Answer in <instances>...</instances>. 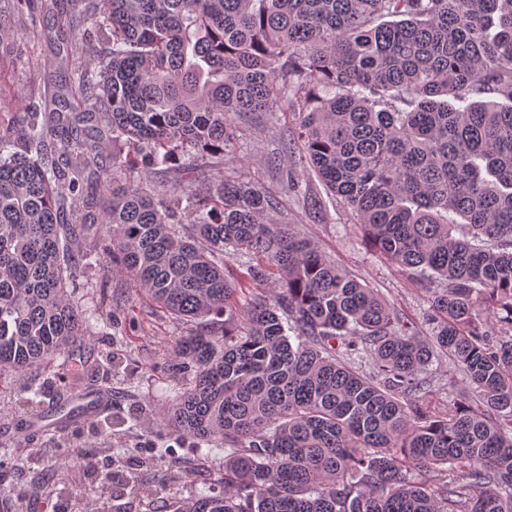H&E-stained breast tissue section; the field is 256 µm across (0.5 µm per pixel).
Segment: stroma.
Instances as JSON below:
<instances>
[{
  "label": "stroma",
  "instance_id": "stroma-1",
  "mask_svg": "<svg viewBox=\"0 0 512 512\" xmlns=\"http://www.w3.org/2000/svg\"><path fill=\"white\" fill-rule=\"evenodd\" d=\"M76 0H43L27 35L0 55L5 99L18 108L32 105L31 93L46 77L67 76L57 22L76 12ZM236 155L248 177L273 192L279 176L267 164L277 146L269 119L235 117ZM312 188L323 208L313 217L303 200L289 198L283 223L307 235L336 264L377 290L420 335L431 333V303L416 284L398 272L362 237L351 212L324 190ZM73 296L82 308L101 316L89 337L69 351L63 368L16 377L0 372V499L21 512H79L82 499H97L103 478L115 493L101 502L102 512H170L174 500L194 497L213 485L224 464L223 445L197 447L180 441L159 423L156 412L183 379L173 370L169 351L194 332L196 322L178 320L156 308L112 266L98 262L81 268ZM426 377L439 407L464 388V376L449 357L430 366ZM112 395L111 409L94 421L65 419L56 432H34L32 421L65 408L88 384Z\"/></svg>",
  "mask_w": 512,
  "mask_h": 512
}]
</instances>
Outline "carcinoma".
<instances>
[{"label":"carcinoma","mask_w":512,"mask_h":512,"mask_svg":"<svg viewBox=\"0 0 512 512\" xmlns=\"http://www.w3.org/2000/svg\"><path fill=\"white\" fill-rule=\"evenodd\" d=\"M37 8L0 0L1 50ZM80 27L68 80L0 123V371L86 336L73 244L104 230L113 270L200 325L160 415L224 444L223 489L173 512H512V0H84L61 40ZM251 112L294 116L269 163L304 157L429 295L431 336L277 221L320 200L234 164ZM439 353L467 385L443 411Z\"/></svg>","instance_id":"carcinoma-1"}]
</instances>
